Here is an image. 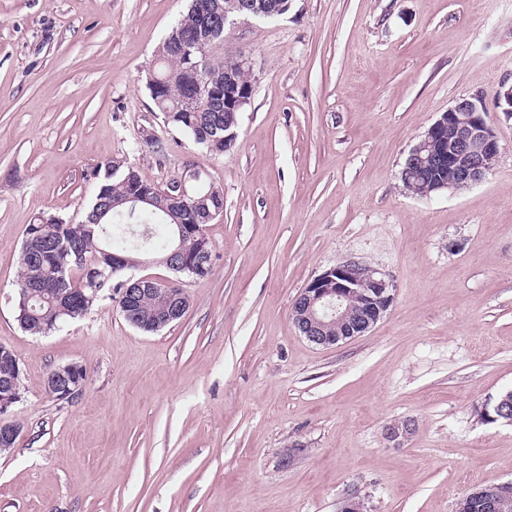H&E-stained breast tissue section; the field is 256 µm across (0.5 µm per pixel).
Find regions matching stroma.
<instances>
[{
	"mask_svg": "<svg viewBox=\"0 0 512 512\" xmlns=\"http://www.w3.org/2000/svg\"><path fill=\"white\" fill-rule=\"evenodd\" d=\"M226 28L253 91L229 151L167 124L146 87L186 0H0V344L20 368L21 425L0 454V512H454L512 479V0H288ZM482 97L501 144L469 189L410 195L411 147L456 100ZM158 188L200 172L224 208L210 274L151 263L185 290L156 332L117 299L34 336L16 318L29 225L81 222L96 169ZM355 257L395 299L362 336L307 341L292 306ZM83 365L59 401L49 373ZM414 420L394 443L386 427Z\"/></svg>",
	"mask_w": 512,
	"mask_h": 512,
	"instance_id": "stroma-1",
	"label": "stroma"
}]
</instances>
